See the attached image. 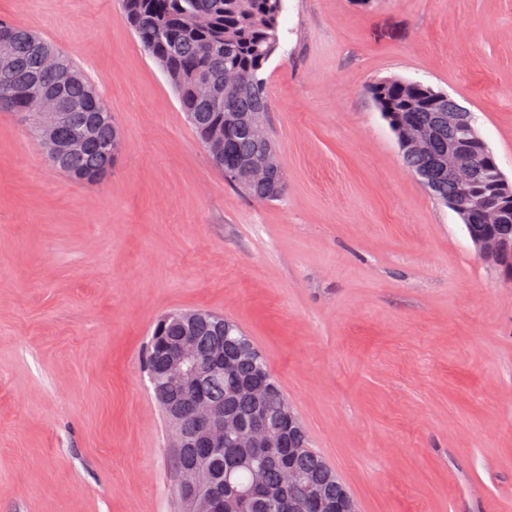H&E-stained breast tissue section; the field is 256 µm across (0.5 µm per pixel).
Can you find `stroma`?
<instances>
[{
    "instance_id": "35a3bbf8",
    "label": "stroma",
    "mask_w": 512,
    "mask_h": 512,
    "mask_svg": "<svg viewBox=\"0 0 512 512\" xmlns=\"http://www.w3.org/2000/svg\"><path fill=\"white\" fill-rule=\"evenodd\" d=\"M0 18L73 56L122 141L78 183L0 111V512H183L144 361L195 309L253 340L359 512H512V279L366 91L447 92L512 181V0H285L273 202L212 165L119 0Z\"/></svg>"
}]
</instances>
